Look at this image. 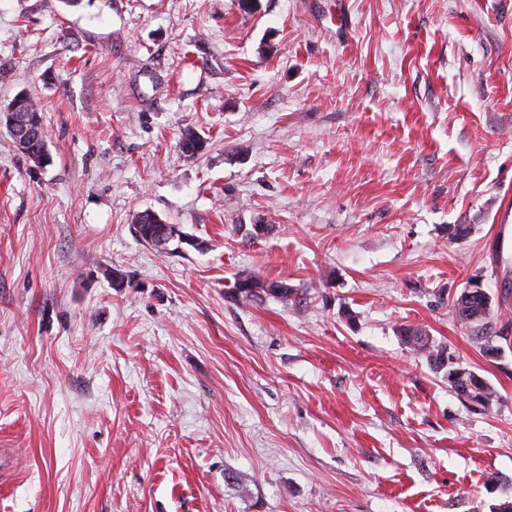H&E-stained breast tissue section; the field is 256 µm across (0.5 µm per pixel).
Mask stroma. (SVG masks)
Instances as JSON below:
<instances>
[{"instance_id":"obj_1","label":"stroma","mask_w":512,"mask_h":512,"mask_svg":"<svg viewBox=\"0 0 512 512\" xmlns=\"http://www.w3.org/2000/svg\"><path fill=\"white\" fill-rule=\"evenodd\" d=\"M21 91L50 162L0 126V512L512 501V0H0ZM146 209L194 245H143ZM473 280L497 358L452 308ZM19 96H21V97L18 100L17 111H16L15 102H11L8 107L7 113H6V117H7L8 121L10 122V126L12 128V126L14 125V122L11 118H9L10 115L15 111L22 113L23 116L26 117L27 122H29L31 125L35 126L36 128H38L40 130L41 139L37 140L32 145V147L37 148L36 151H33L32 153L29 151L21 152V153L27 159L34 162V164L42 166V163H44L45 159L48 158V153H46L45 156L36 154L40 150L42 142H46L45 141V137H46L45 127H44V122H43V116L41 113L42 111H41V108L39 107V105L37 104V102L30 96H28L26 94H18L17 96H15L14 99H16ZM248 286L250 288H248ZM260 291L266 295L277 298L284 304H288V302L291 301L292 290L286 285L279 283L265 285L253 276L238 278L231 289V293L234 297H243L246 299L260 297ZM402 339L412 352L425 357L431 367L444 370L448 386L465 402L484 413L491 412L497 405L498 395L493 387L475 372L457 366L452 353L446 347L436 344L422 329L405 328Z\"/></svg>"}]
</instances>
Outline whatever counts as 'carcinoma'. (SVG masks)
Returning a JSON list of instances; mask_svg holds the SVG:
<instances>
[{
  "label": "carcinoma",
  "instance_id": "1",
  "mask_svg": "<svg viewBox=\"0 0 512 512\" xmlns=\"http://www.w3.org/2000/svg\"><path fill=\"white\" fill-rule=\"evenodd\" d=\"M17 112L26 117L27 122L40 130L41 137H46L41 108L30 96L23 94L18 100ZM206 140L197 132L187 130L181 133L178 146L182 152L195 155L204 149ZM164 220L156 213L145 210L133 216L132 229L139 241L150 246L157 236L159 225ZM270 295L286 304L291 301L292 290L279 283L265 285L253 276L237 279L231 289L233 296L254 298L260 293ZM453 309L458 320L474 333L473 340L479 350L487 357H498L502 347L492 343L488 330L498 318L492 297L480 301H464L462 296L453 300ZM402 339L405 345L417 355L426 358L429 365L439 371H445L448 386L455 394L485 413L492 411L497 405L498 395L493 387L482 377L471 370L462 369L453 361L452 353L419 328H406Z\"/></svg>",
  "mask_w": 512,
  "mask_h": 512
}]
</instances>
